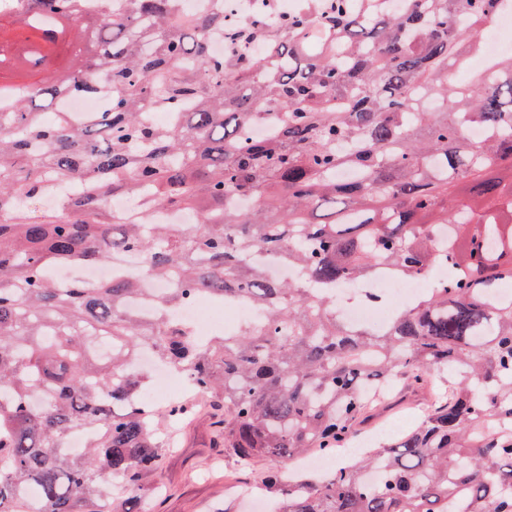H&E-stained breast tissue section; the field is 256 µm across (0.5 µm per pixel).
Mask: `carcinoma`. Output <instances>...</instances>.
I'll list each match as a JSON object with an SVG mask.
<instances>
[{"label":"carcinoma","mask_w":512,"mask_h":512,"mask_svg":"<svg viewBox=\"0 0 512 512\" xmlns=\"http://www.w3.org/2000/svg\"><path fill=\"white\" fill-rule=\"evenodd\" d=\"M512 0H302L180 14L183 0H0V69L62 58L66 74L0 88V512H161L145 478L166 448L142 406L136 356L185 372L220 410L224 454L268 461L271 512H512V57L464 82L482 31ZM219 34L229 51L215 53ZM99 94L87 121L36 111ZM164 101L169 126L148 123ZM273 124L264 137L246 127ZM478 126L483 139L466 130ZM475 183L458 199L451 187ZM73 192L42 204L58 185ZM126 197L128 210L110 206ZM190 211L187 228L155 210ZM301 272L274 279L259 251ZM135 253L169 278L158 315L127 305L122 276L61 285L50 270ZM444 280L382 329L336 316L331 291L388 272ZM235 296L262 323L200 346L169 314ZM448 370L414 429L330 475L283 476L309 448L333 453L403 394ZM87 435L71 454L63 443ZM38 491L31 506L22 496Z\"/></svg>","instance_id":"carcinoma-1"}]
</instances>
